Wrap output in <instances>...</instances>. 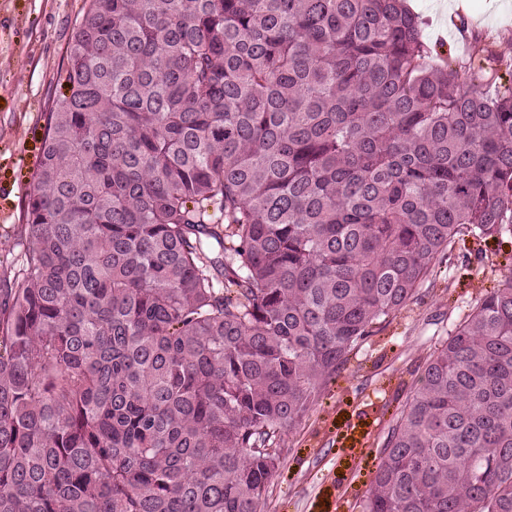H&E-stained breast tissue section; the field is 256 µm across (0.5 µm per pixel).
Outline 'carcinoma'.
I'll return each instance as SVG.
<instances>
[{
	"instance_id": "obj_1",
	"label": "carcinoma",
	"mask_w": 512,
	"mask_h": 512,
	"mask_svg": "<svg viewBox=\"0 0 512 512\" xmlns=\"http://www.w3.org/2000/svg\"><path fill=\"white\" fill-rule=\"evenodd\" d=\"M0 275V512H262L455 239L512 236V85L403 0H87ZM362 512H512V276L421 364Z\"/></svg>"
}]
</instances>
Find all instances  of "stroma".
<instances>
[{"label":"stroma","instance_id":"obj_1","mask_svg":"<svg viewBox=\"0 0 512 512\" xmlns=\"http://www.w3.org/2000/svg\"><path fill=\"white\" fill-rule=\"evenodd\" d=\"M418 0L422 40L441 56L512 46V11L494 0H466L447 20ZM86 0H0V269L18 267V229L46 117L60 88L66 47ZM512 275V240L457 239L440 279L421 301L351 356L302 424L272 480L263 512H360L387 425L405 401L426 354L446 339L476 300Z\"/></svg>","mask_w":512,"mask_h":512}]
</instances>
